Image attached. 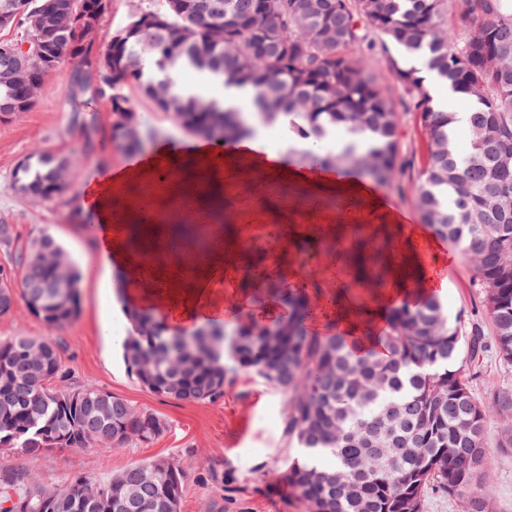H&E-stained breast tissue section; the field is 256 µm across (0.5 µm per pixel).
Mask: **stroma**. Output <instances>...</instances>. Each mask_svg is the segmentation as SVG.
<instances>
[{
	"label": "stroma",
	"instance_id": "stroma-1",
	"mask_svg": "<svg viewBox=\"0 0 512 512\" xmlns=\"http://www.w3.org/2000/svg\"><path fill=\"white\" fill-rule=\"evenodd\" d=\"M162 4L163 0H111L99 25L100 45L108 46L113 35L140 12L159 9ZM71 73V65L62 64L46 77L39 100L31 110L0 120V224L14 226L15 244L19 247L40 232H49L80 266L92 255L93 243L82 221L73 219L70 204L101 166L119 163L124 153L112 149L103 154L88 148L82 128L74 122L78 102L71 92ZM35 150L78 158L67 190L54 201H34L15 189L17 166ZM259 177L258 171L243 168L234 181L225 183L224 199L234 221L209 227L207 242L224 243L229 255L237 259L236 266L225 268L222 286L212 287L204 300L206 310L216 318H248L266 323L287 313L282 302L260 304L258 289L242 288L247 260L239 254L241 244L261 241L267 225L277 223L281 212L292 211L298 234L309 242L334 236L344 248L355 235L372 229L363 211L337 218L326 196L312 197L307 211H297L294 199L306 194L304 187H295L293 196L288 198L272 192L262 194L255 189ZM178 185L173 177L166 184H159L152 172L131 180L119 195L132 203L152 196L161 224H189L192 216L179 209ZM386 198L408 217L398 239L412 242L423 265L450 252V245L438 247L430 239L413 234L412 226L419 218L410 194L390 192ZM264 263L283 275L289 269H297L300 276L313 277L320 284V292L312 296L320 312L310 324L311 331L320 335L326 334L336 321L329 304L336 291L345 290L367 307L376 306L379 301L376 289L357 284L347 262L332 251L321 253L314 265L302 268L285 249L267 256ZM447 268L448 299L444 307L449 317L479 316L480 299L470 286V271L462 256H455ZM111 308L108 291L86 279L79 288L78 316L68 327L49 331L20 300L10 315L0 317V338L20 331L34 337H51L62 346L72 385L94 386L123 398L134 409L154 411L166 419L168 430L146 448L132 443L109 452L95 448L53 449L37 457L5 450L0 452V473L28 474L42 486L57 487L76 474L105 481L143 459L171 458L186 473L179 512H297L288 490L275 484L277 473L298 454L296 442L286 433L283 393L257 376L240 374L225 385L223 395L212 401L189 403L158 396L130 375L119 348L102 336L100 327ZM486 473L493 486L489 512H512V453L493 451Z\"/></svg>",
	"mask_w": 512,
	"mask_h": 512
}]
</instances>
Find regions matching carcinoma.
Wrapping results in <instances>:
<instances>
[{
	"mask_svg": "<svg viewBox=\"0 0 512 512\" xmlns=\"http://www.w3.org/2000/svg\"><path fill=\"white\" fill-rule=\"evenodd\" d=\"M93 0H52L43 14L55 38V64L31 60V79L0 84V106L17 117L39 99L45 78L72 65V84L111 100V142L126 152L152 137L130 124L126 90H139L188 133L218 143L256 137L260 126L291 120L303 146L288 148L290 165L347 167L381 186L411 194L421 223L458 249L470 267L490 324L450 320L441 302L419 294L386 224L358 236L347 251L357 282L382 289L400 278L405 291L384 325L365 318L353 338L307 329L314 305L311 278L283 289L274 275L266 293L288 304V319L171 327L137 313L124 347L131 375L151 392L182 402L213 400L240 372L286 395L288 436L300 448L278 481L299 512H424L428 490L468 494V512H487L485 470L492 448L512 450V388L495 383L475 396L465 366L488 351L512 365V0H165L168 26L147 23L108 46L121 59L112 74L93 76L96 61L80 47L73 13ZM13 41H0V72L15 67ZM426 69L472 103L466 155L457 154V113L437 109L420 71ZM203 70L252 92V111H225L203 97L173 93L172 69ZM385 67L400 105L378 81ZM413 117L422 167L401 157L404 116ZM343 128L357 141L323 153L318 144ZM77 158L31 153L15 171L20 194L46 202L67 187ZM175 240L198 237L193 224H171ZM17 273L0 268V317L17 297L48 328L71 324L79 311L80 273L48 233L19 248ZM19 286H14V278ZM60 346L18 333L0 339V450L37 456L53 449L112 450L148 446L168 424L150 410L93 386L64 384ZM499 430L487 439L491 419ZM331 456L332 469L319 459ZM186 474L168 459H147L96 481L75 476L47 488L33 477L0 476V512H179Z\"/></svg>",
	"mask_w": 512,
	"mask_h": 512,
	"instance_id": "1",
	"label": "carcinoma"
}]
</instances>
